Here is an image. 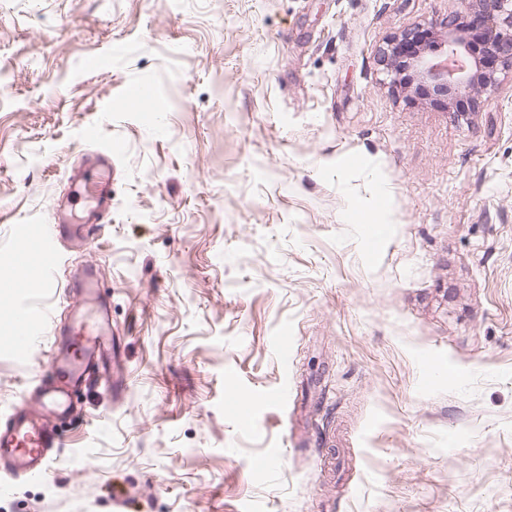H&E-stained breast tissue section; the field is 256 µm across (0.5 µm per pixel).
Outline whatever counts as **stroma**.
Wrapping results in <instances>:
<instances>
[{
    "mask_svg": "<svg viewBox=\"0 0 512 512\" xmlns=\"http://www.w3.org/2000/svg\"><path fill=\"white\" fill-rule=\"evenodd\" d=\"M460 8L0 0V413L71 318L12 263L19 225L80 219L88 126L112 211L56 279L98 266L129 379L0 512H113L114 483L135 512H512V72L460 112L379 55ZM10 318L18 334L11 344V349L20 355L27 350L32 338L37 335L40 313L28 303H19L11 312Z\"/></svg>",
    "mask_w": 512,
    "mask_h": 512,
    "instance_id": "obj_1",
    "label": "stroma"
}]
</instances>
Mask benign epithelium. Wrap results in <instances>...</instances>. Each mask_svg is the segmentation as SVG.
<instances>
[{"label":"benign epithelium","instance_id":"1","mask_svg":"<svg viewBox=\"0 0 512 512\" xmlns=\"http://www.w3.org/2000/svg\"><path fill=\"white\" fill-rule=\"evenodd\" d=\"M463 11L448 23V33L440 42L424 33L405 58L390 54L403 34L387 42L383 50L388 74L395 77L401 69L410 72L407 87L427 89L452 103L460 98L475 99L495 82V76L483 73L479 53L492 57L495 67L512 70V0H462Z\"/></svg>","mask_w":512,"mask_h":512}]
</instances>
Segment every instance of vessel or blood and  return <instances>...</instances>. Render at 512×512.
<instances>
[{
	"mask_svg": "<svg viewBox=\"0 0 512 512\" xmlns=\"http://www.w3.org/2000/svg\"><path fill=\"white\" fill-rule=\"evenodd\" d=\"M111 171V154L89 147L68 177L86 202L80 222L60 213L36 233L21 230L22 248H38L52 269L61 263L62 244L87 248L96 243L104 229L101 218L112 211ZM64 295L76 304L71 322L55 329L46 365L8 412L0 415V486L4 488L52 473L63 459L70 433L88 423L81 404L86 390L103 380L113 392L126 389L125 381L112 374V322L102 298L99 269L86 265L79 278L68 283ZM10 318L17 329L11 348L20 355L38 332L40 313L21 303Z\"/></svg>",
	"mask_w": 512,
	"mask_h": 512,
	"instance_id": "1",
	"label": "vessel or blood"
}]
</instances>
